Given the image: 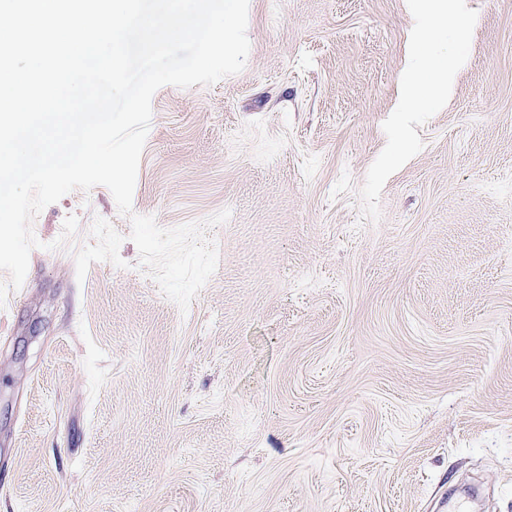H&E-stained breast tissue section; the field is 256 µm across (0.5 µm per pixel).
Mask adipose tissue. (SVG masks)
Segmentation results:
<instances>
[{
  "label": "adipose tissue",
  "mask_w": 512,
  "mask_h": 512,
  "mask_svg": "<svg viewBox=\"0 0 512 512\" xmlns=\"http://www.w3.org/2000/svg\"><path fill=\"white\" fill-rule=\"evenodd\" d=\"M417 53L399 75L398 112H432L448 97L452 75L464 62L449 40H462L465 21L449 18L448 0H409Z\"/></svg>",
  "instance_id": "obj_1"
}]
</instances>
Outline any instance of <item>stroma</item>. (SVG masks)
Wrapping results in <instances>:
<instances>
[{
    "mask_svg": "<svg viewBox=\"0 0 512 512\" xmlns=\"http://www.w3.org/2000/svg\"><path fill=\"white\" fill-rule=\"evenodd\" d=\"M456 3L439 112L393 109L405 0H250L241 73L155 93L133 213L231 212L187 312L108 188L33 219L0 512H512V0Z\"/></svg>",
    "mask_w": 512,
    "mask_h": 512,
    "instance_id": "obj_1",
    "label": "stroma"
}]
</instances>
